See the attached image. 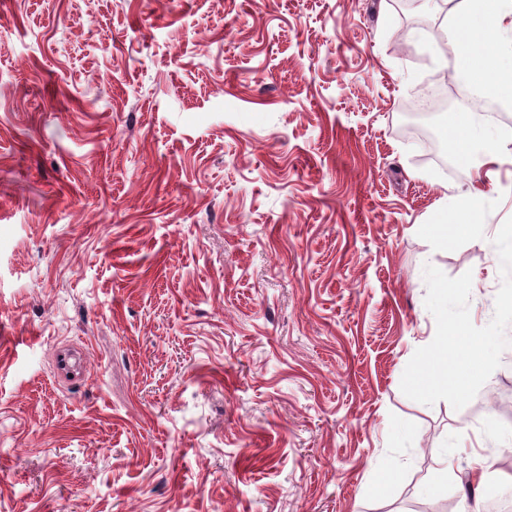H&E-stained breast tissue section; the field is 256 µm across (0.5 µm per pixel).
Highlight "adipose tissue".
Returning <instances> with one entry per match:
<instances>
[{
  "instance_id": "obj_1",
  "label": "adipose tissue",
  "mask_w": 512,
  "mask_h": 512,
  "mask_svg": "<svg viewBox=\"0 0 512 512\" xmlns=\"http://www.w3.org/2000/svg\"><path fill=\"white\" fill-rule=\"evenodd\" d=\"M446 35L454 45L446 67L483 97L512 105V0H459ZM461 120L455 154L475 178L512 158V128L489 132L472 112Z\"/></svg>"
}]
</instances>
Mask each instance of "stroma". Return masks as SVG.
I'll list each match as a JSON object with an SVG mask.
<instances>
[{
  "label": "stroma",
  "mask_w": 512,
  "mask_h": 512,
  "mask_svg": "<svg viewBox=\"0 0 512 512\" xmlns=\"http://www.w3.org/2000/svg\"><path fill=\"white\" fill-rule=\"evenodd\" d=\"M444 6L0 0V512H512V346L462 409L400 389L424 265L486 326L512 217L507 161L482 237L432 229Z\"/></svg>",
  "instance_id": "1"
}]
</instances>
